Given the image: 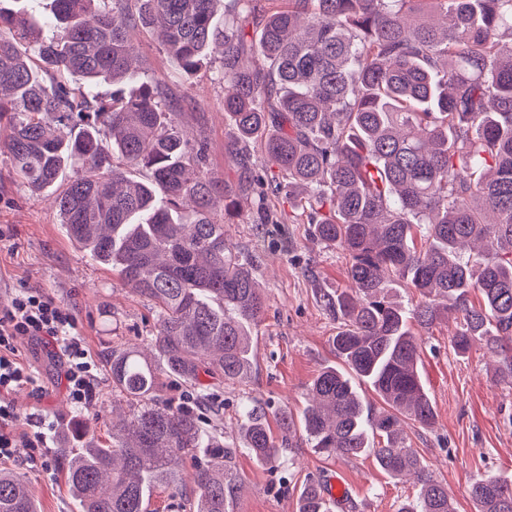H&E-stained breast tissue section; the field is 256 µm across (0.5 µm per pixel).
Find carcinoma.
<instances>
[{"mask_svg":"<svg viewBox=\"0 0 512 512\" xmlns=\"http://www.w3.org/2000/svg\"><path fill=\"white\" fill-rule=\"evenodd\" d=\"M51 13L52 36L32 40L38 20L0 0L10 168L34 194L76 170L50 202L60 224L157 308L143 345L112 351V392L131 415L112 422L106 446L76 416L56 448L81 512H149L159 488L183 497L179 465L193 454L190 512H227L236 448L193 407L159 398V368L201 396L209 378H249L265 298L224 212L241 199L255 224H292L270 210L282 192L311 237L350 260L347 287L323 294L340 365L308 389L306 442L330 457L371 454L419 485L398 512H454L405 436L435 419L414 327L454 317L453 350L483 342L512 385V0H286L270 15L262 0H52ZM155 26L185 72L220 50L236 185L209 175L204 135L179 129L160 82L139 80L133 32ZM137 80L118 100L98 91ZM258 141L279 170L270 183ZM398 280L421 295L411 310L393 298ZM240 438L264 464L287 445L256 408ZM469 493L475 512H512L509 477L478 478ZM0 512H40L24 474L0 470ZM299 512H329L319 483L304 486Z\"/></svg>","mask_w":512,"mask_h":512,"instance_id":"cac0c4a2","label":"carcinoma"}]
</instances>
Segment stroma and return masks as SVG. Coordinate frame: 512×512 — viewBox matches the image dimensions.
Instances as JSON below:
<instances>
[{
  "instance_id": "35a3bbf8",
  "label": "stroma",
  "mask_w": 512,
  "mask_h": 512,
  "mask_svg": "<svg viewBox=\"0 0 512 512\" xmlns=\"http://www.w3.org/2000/svg\"><path fill=\"white\" fill-rule=\"evenodd\" d=\"M146 74L161 79L169 107L178 112L188 135L203 133L212 176L233 183L237 168L227 152L230 128L224 121V89L213 64L182 73L155 35L135 32ZM0 154V296L14 289L39 288L70 309L87 346L103 369L94 413L87 425L101 442L112 435L113 411L127 403L112 395L113 349L148 335L156 325L154 305L135 293L111 269L96 263L66 236L44 196H35L13 178ZM235 249L248 259L267 299L255 330L253 368L243 382H213L222 410L217 420L228 445L236 447L232 469L238 491L229 512H298L301 488L312 480L342 477L349 494L341 512H397L414 499L416 486L383 473L372 456L328 457L313 448L285 449L273 465L258 463L239 450L238 428L244 404L260 407L274 436H281V412L300 415L308 388L319 371L336 365L332 336L336 319L320 294L345 288L349 261L336 247L310 237L306 224H256L240 212L225 226ZM455 320L421 330L418 370L435 408L429 427H407V440L448 487L456 512H473L469 487L487 474H512V386L496 381L493 361L483 347L468 356L450 346ZM18 351L38 376L34 388L17 389L12 399L25 415L38 413L65 424L74 416L59 368L48 349L20 340ZM9 469L31 482L40 512H77L61 469L46 470L44 459L19 449Z\"/></svg>"
}]
</instances>
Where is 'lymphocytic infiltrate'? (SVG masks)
I'll use <instances>...</instances> for the list:
<instances>
[{
	"instance_id": "1",
	"label": "lymphocytic infiltrate",
	"mask_w": 512,
	"mask_h": 512,
	"mask_svg": "<svg viewBox=\"0 0 512 512\" xmlns=\"http://www.w3.org/2000/svg\"><path fill=\"white\" fill-rule=\"evenodd\" d=\"M21 339L38 341L60 358V379L75 409L93 406L98 395L101 363L86 346L73 314L43 291L20 290L0 306V462L13 460L21 445L50 447L57 434L54 422L21 416L11 399L17 388L36 382L18 355Z\"/></svg>"
}]
</instances>
